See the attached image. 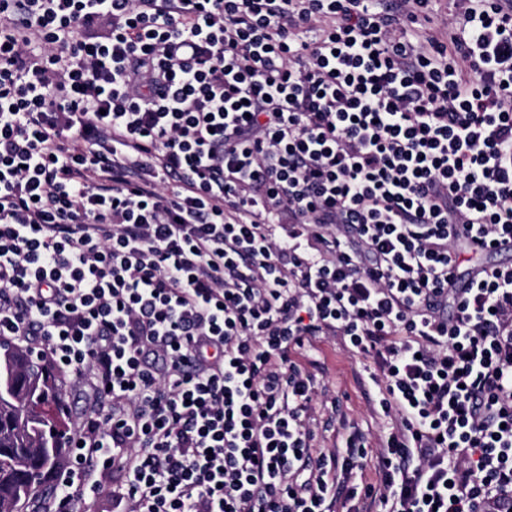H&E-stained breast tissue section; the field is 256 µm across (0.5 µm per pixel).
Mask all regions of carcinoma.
I'll list each match as a JSON object with an SVG mask.
<instances>
[{"label":"carcinoma","mask_w":512,"mask_h":512,"mask_svg":"<svg viewBox=\"0 0 512 512\" xmlns=\"http://www.w3.org/2000/svg\"><path fill=\"white\" fill-rule=\"evenodd\" d=\"M63 402L43 364L0 343V503L17 507L33 494L64 456L43 408Z\"/></svg>","instance_id":"cac0c4a2"}]
</instances>
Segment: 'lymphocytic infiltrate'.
<instances>
[{
	"label": "lymphocytic infiltrate",
	"instance_id": "1",
	"mask_svg": "<svg viewBox=\"0 0 512 512\" xmlns=\"http://www.w3.org/2000/svg\"><path fill=\"white\" fill-rule=\"evenodd\" d=\"M434 3L0 0V341L87 388L54 512H512V0ZM320 336L395 422L360 490Z\"/></svg>",
	"mask_w": 512,
	"mask_h": 512
}]
</instances>
